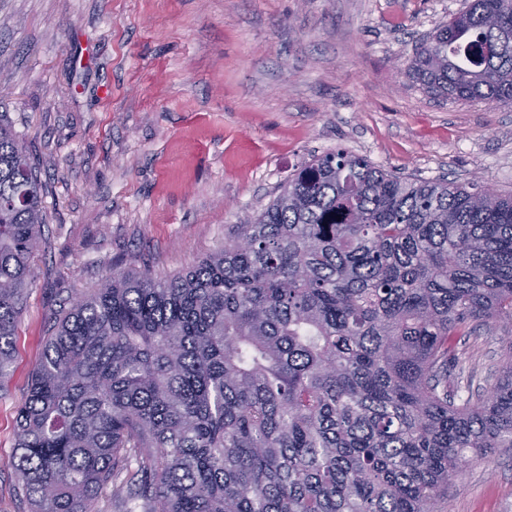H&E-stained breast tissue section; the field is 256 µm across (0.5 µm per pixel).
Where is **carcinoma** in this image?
Returning <instances> with one entry per match:
<instances>
[{
  "instance_id": "cac0c4a2",
  "label": "carcinoma",
  "mask_w": 512,
  "mask_h": 512,
  "mask_svg": "<svg viewBox=\"0 0 512 512\" xmlns=\"http://www.w3.org/2000/svg\"><path fill=\"white\" fill-rule=\"evenodd\" d=\"M409 70L511 106L512 0H468ZM43 195L1 112L0 389ZM490 323L480 394L458 346ZM15 423L30 512H99L106 492L140 512H444L512 448V193L316 156L188 271L114 269L54 315Z\"/></svg>"
}]
</instances>
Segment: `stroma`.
<instances>
[{
  "mask_svg": "<svg viewBox=\"0 0 512 512\" xmlns=\"http://www.w3.org/2000/svg\"><path fill=\"white\" fill-rule=\"evenodd\" d=\"M466 0H0V113L46 186L16 369L0 394V512H29L14 420L53 315L112 270L166 278L224 245L313 156L512 193V107L430 95L407 67ZM474 387L499 334L467 341ZM448 512H512V448Z\"/></svg>",
  "mask_w": 512,
  "mask_h": 512,
  "instance_id": "obj_1",
  "label": "stroma"
}]
</instances>
